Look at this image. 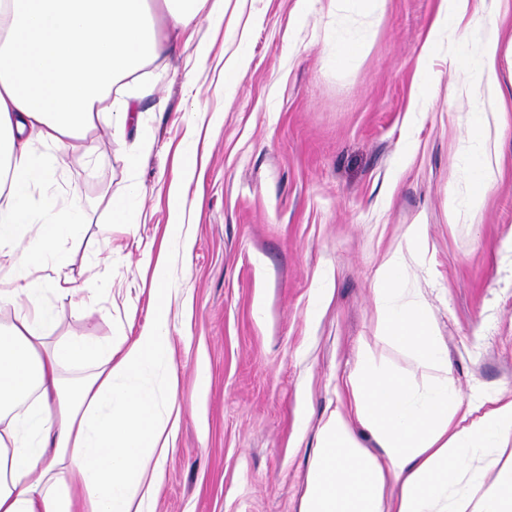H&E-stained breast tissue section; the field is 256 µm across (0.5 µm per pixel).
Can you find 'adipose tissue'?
<instances>
[{"mask_svg":"<svg viewBox=\"0 0 512 512\" xmlns=\"http://www.w3.org/2000/svg\"><path fill=\"white\" fill-rule=\"evenodd\" d=\"M203 13L222 23L224 0H0V306L14 313L0 324V512H133L158 490L170 419L137 380L172 364L167 266H154L159 306L129 345L49 344L45 292H83L60 285L80 214L60 198L31 202L66 156L92 152L97 123L125 131L137 73L171 40L194 39ZM401 265L393 252L378 281V327L441 374L419 394L364 356L320 428L300 512H512V395L455 388L425 306L404 297ZM87 363L67 385L66 371ZM477 469L496 471L491 487ZM464 480L469 491L453 495Z\"/></svg>","mask_w":512,"mask_h":512,"instance_id":"obj_1","label":"adipose tissue"}]
</instances>
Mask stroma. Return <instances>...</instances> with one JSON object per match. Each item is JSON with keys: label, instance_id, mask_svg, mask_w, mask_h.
<instances>
[{"label": "stroma", "instance_id": "stroma-1", "mask_svg": "<svg viewBox=\"0 0 512 512\" xmlns=\"http://www.w3.org/2000/svg\"><path fill=\"white\" fill-rule=\"evenodd\" d=\"M295 4L200 16L195 42L147 68L139 126L92 131L94 154L48 189L84 212L63 275L89 288L79 307L47 293L51 340H134L154 317L157 257L168 266L172 374L141 382L179 413L154 512H299L363 345L427 388L433 369L382 336L374 303L408 225H426L428 249L406 253L402 285L455 387L512 392V0H469L466 23L437 31L436 0H317L303 21ZM490 22L495 96L472 76ZM182 152L198 171L175 200ZM486 159L496 177L478 202ZM135 184V224L113 223L109 200Z\"/></svg>", "mask_w": 512, "mask_h": 512}]
</instances>
